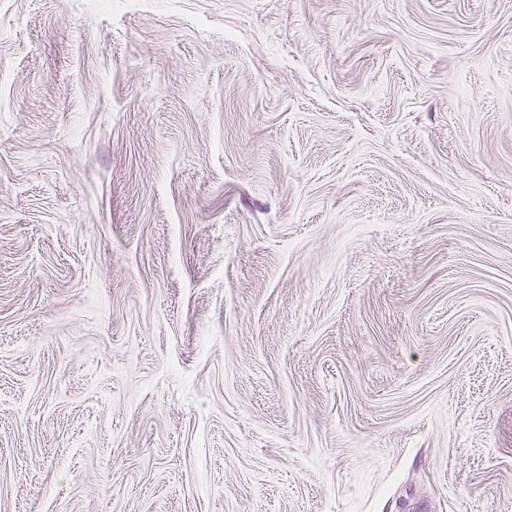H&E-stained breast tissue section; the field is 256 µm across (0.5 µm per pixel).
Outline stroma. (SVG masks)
Instances as JSON below:
<instances>
[{
    "mask_svg": "<svg viewBox=\"0 0 512 512\" xmlns=\"http://www.w3.org/2000/svg\"><path fill=\"white\" fill-rule=\"evenodd\" d=\"M0 512H512V0H0Z\"/></svg>",
    "mask_w": 512,
    "mask_h": 512,
    "instance_id": "1",
    "label": "stroma"
}]
</instances>
